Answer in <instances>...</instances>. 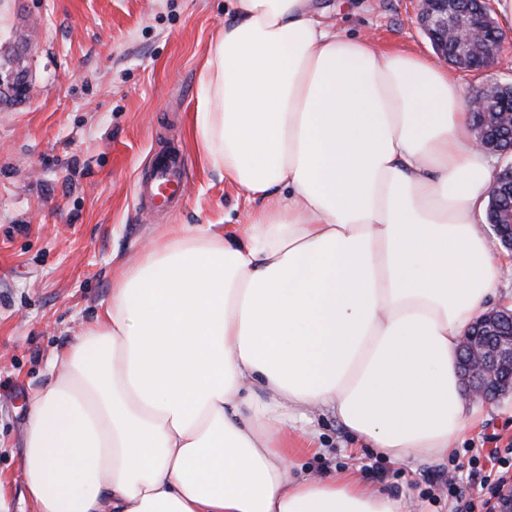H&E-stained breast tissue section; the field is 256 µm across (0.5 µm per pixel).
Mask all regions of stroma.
I'll list each match as a JSON object with an SVG mask.
<instances>
[{
    "instance_id": "1",
    "label": "stroma",
    "mask_w": 512,
    "mask_h": 512,
    "mask_svg": "<svg viewBox=\"0 0 512 512\" xmlns=\"http://www.w3.org/2000/svg\"><path fill=\"white\" fill-rule=\"evenodd\" d=\"M324 24L380 49L433 55L416 0H322ZM228 0H0V54L21 47L24 96L0 97V482L8 512L23 502L27 400L57 376L51 365L94 320L139 252L173 228L244 224L252 209L210 170L193 136L198 76L224 26ZM485 71L454 69L472 91L512 83V30ZM185 155L179 209H141L136 186L157 148ZM474 423L446 457L398 462L315 413V447L288 431L296 472L349 471L404 497L410 512H455L441 482L470 448H512V392L475 400Z\"/></svg>"
}]
</instances>
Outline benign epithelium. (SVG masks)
Wrapping results in <instances>:
<instances>
[{
  "mask_svg": "<svg viewBox=\"0 0 512 512\" xmlns=\"http://www.w3.org/2000/svg\"><path fill=\"white\" fill-rule=\"evenodd\" d=\"M416 18L431 37L440 39L443 45H451L452 51L437 49L442 61L453 55L457 67L464 70L482 71L490 66L496 52L485 38V33L503 38L489 13L475 15L469 11L452 9L449 0H418ZM491 85L479 88L468 98L469 111L475 117L476 146L488 149L487 135L496 128V119L504 114L512 115V103L500 112H486L484 105ZM512 319V311L502 307L484 313L478 322L486 332V339L478 340L467 332L461 343L462 380L468 397L491 398L512 386V333L499 334V325L506 318Z\"/></svg>",
  "mask_w": 512,
  "mask_h": 512,
  "instance_id": "obj_1",
  "label": "benign epithelium"
}]
</instances>
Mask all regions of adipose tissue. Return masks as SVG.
<instances>
[{"label":"adipose tissue","instance_id":"adipose-tissue-1","mask_svg":"<svg viewBox=\"0 0 512 512\" xmlns=\"http://www.w3.org/2000/svg\"><path fill=\"white\" fill-rule=\"evenodd\" d=\"M230 2L195 138L256 207L140 253L30 396L34 512H408L353 473L294 474L289 422L333 412L405 462L472 420L459 347L501 261L465 88L313 0Z\"/></svg>","mask_w":512,"mask_h":512}]
</instances>
